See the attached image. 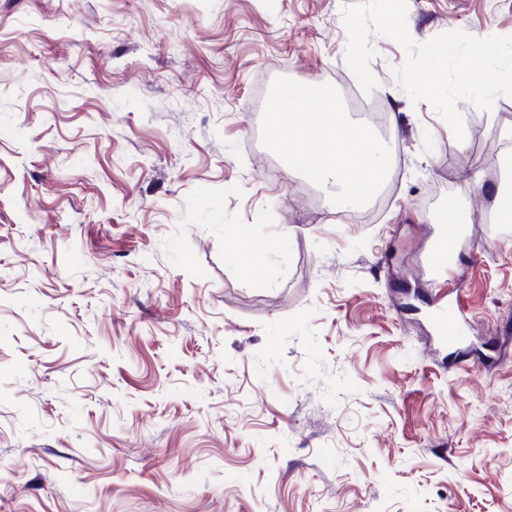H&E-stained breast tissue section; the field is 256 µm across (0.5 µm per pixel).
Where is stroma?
<instances>
[{"label": "stroma", "instance_id": "obj_1", "mask_svg": "<svg viewBox=\"0 0 512 512\" xmlns=\"http://www.w3.org/2000/svg\"><path fill=\"white\" fill-rule=\"evenodd\" d=\"M353 2L0 0V512H512V224L464 184L512 179V98L458 102L459 150L394 39L364 91ZM407 18L512 36V0ZM279 77L384 115L369 204L262 144ZM461 205L447 283L419 261Z\"/></svg>", "mask_w": 512, "mask_h": 512}]
</instances>
